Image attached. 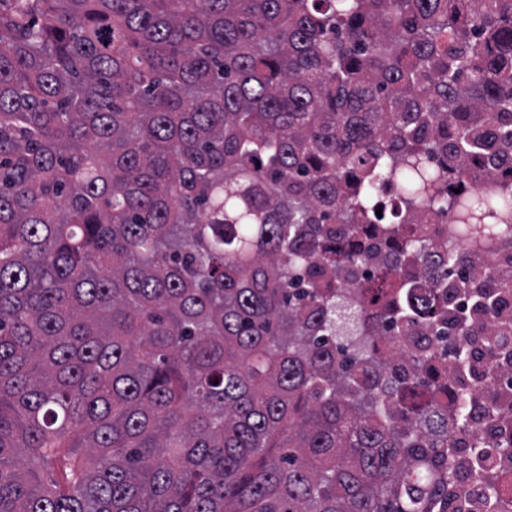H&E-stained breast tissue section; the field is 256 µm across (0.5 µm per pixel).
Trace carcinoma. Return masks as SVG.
Listing matches in <instances>:
<instances>
[{"mask_svg": "<svg viewBox=\"0 0 512 512\" xmlns=\"http://www.w3.org/2000/svg\"><path fill=\"white\" fill-rule=\"evenodd\" d=\"M490 167L477 194L443 190ZM454 214L442 304L358 282L387 329L494 294L448 269L512 230V0H13L0 11V512H451L512 440L470 395L336 346L338 224ZM490 336L485 352L507 354ZM459 379L482 390L474 352ZM485 512L500 493L483 485ZM448 464L452 473L457 472L465 476V478L457 482L452 489L453 493L456 495V499L464 507L463 512H480L475 507L477 495L473 492L480 484L478 483V479L470 473L465 455L453 449L449 454Z\"/></svg>", "mask_w": 512, "mask_h": 512, "instance_id": "cac0c4a2", "label": "carcinoma"}]
</instances>
